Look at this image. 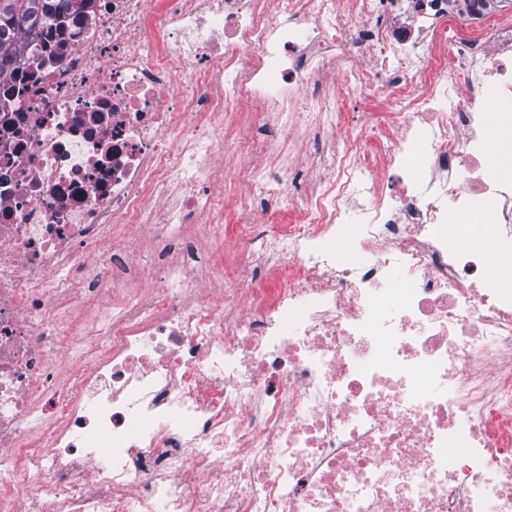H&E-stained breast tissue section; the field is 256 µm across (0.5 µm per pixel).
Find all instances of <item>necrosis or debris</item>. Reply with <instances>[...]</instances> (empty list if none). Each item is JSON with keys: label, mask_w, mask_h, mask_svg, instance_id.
<instances>
[{"label": "necrosis or debris", "mask_w": 512, "mask_h": 512, "mask_svg": "<svg viewBox=\"0 0 512 512\" xmlns=\"http://www.w3.org/2000/svg\"><path fill=\"white\" fill-rule=\"evenodd\" d=\"M471 12L492 41L449 28ZM386 85L406 122L298 189L239 159L266 221L208 296L220 115L271 155ZM510 112L512 23L478 0H89L28 39L0 77V512H512V282L447 226L493 199L512 249L483 157Z\"/></svg>", "instance_id": "obj_1"}]
</instances>
